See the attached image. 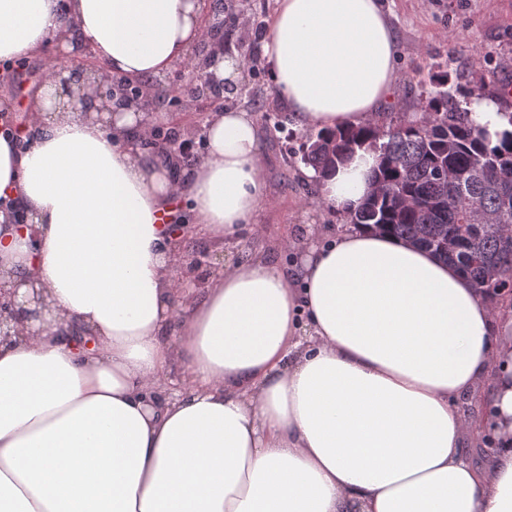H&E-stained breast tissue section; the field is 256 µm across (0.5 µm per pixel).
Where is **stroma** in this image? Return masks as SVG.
<instances>
[{"label":"stroma","instance_id":"35a3bbf8","mask_svg":"<svg viewBox=\"0 0 512 512\" xmlns=\"http://www.w3.org/2000/svg\"><path fill=\"white\" fill-rule=\"evenodd\" d=\"M397 39V71L394 87L381 110L400 112L417 119L434 85L432 78L448 73L451 82H470L492 92L506 80L512 63V0H384ZM224 30L211 50L247 59L250 51H262L276 0H221ZM44 59L37 56L17 69L14 79L0 82V99L10 102L16 117H25L27 99L43 78ZM238 85L224 89V107L245 110L260 122L264 197L256 228L215 239L183 226L172 235L180 254H210L208 266L180 263L175 278L190 288H203L220 274L225 263L242 262L258 253L273 264L288 268L295 257L285 248L288 239L305 237L308 225L319 226L322 235L334 234L339 222L332 211L321 208L311 168L297 154L305 130L287 123L281 130L264 121L275 113H289L287 100L276 90L270 67L261 62L244 67ZM201 114L193 101L176 109L160 103L152 107L150 123L161 135L196 134Z\"/></svg>","mask_w":512,"mask_h":512}]
</instances>
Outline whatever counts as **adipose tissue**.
Listing matches in <instances>:
<instances>
[{"instance_id":"1","label":"adipose tissue","mask_w":512,"mask_h":512,"mask_svg":"<svg viewBox=\"0 0 512 512\" xmlns=\"http://www.w3.org/2000/svg\"><path fill=\"white\" fill-rule=\"evenodd\" d=\"M202 13L0 0V62L87 48L102 75L149 86L193 56ZM396 50L383 0H278L263 45L295 124L316 129L375 118ZM45 57L27 119L0 127V281L38 311L0 335V512H512V449L474 464L460 410L485 389L512 438V315L431 252L349 223L326 244L308 228L291 273L258 255L177 287L173 197L214 238L256 221L253 114L212 113L176 181L140 108L63 106ZM376 165L355 150L321 205L353 212Z\"/></svg>"}]
</instances>
